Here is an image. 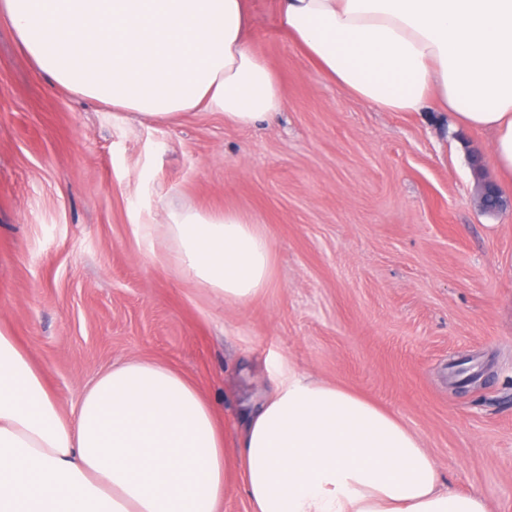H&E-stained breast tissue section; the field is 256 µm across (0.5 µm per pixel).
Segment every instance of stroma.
<instances>
[{
    "label": "stroma",
    "instance_id": "obj_1",
    "mask_svg": "<svg viewBox=\"0 0 512 512\" xmlns=\"http://www.w3.org/2000/svg\"><path fill=\"white\" fill-rule=\"evenodd\" d=\"M285 105L171 123L65 90L0 19V327L62 407L112 365L164 362L240 432L280 364L417 432L448 488L512 512V205L483 211L487 133L383 112L322 78L251 0ZM257 216L271 288L229 308L155 257L166 204Z\"/></svg>",
    "mask_w": 512,
    "mask_h": 512
}]
</instances>
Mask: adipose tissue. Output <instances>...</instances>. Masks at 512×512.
<instances>
[{"label": "adipose tissue", "mask_w": 512, "mask_h": 512, "mask_svg": "<svg viewBox=\"0 0 512 512\" xmlns=\"http://www.w3.org/2000/svg\"><path fill=\"white\" fill-rule=\"evenodd\" d=\"M320 75L384 112L451 113L490 135L512 185V0H278ZM36 68L153 121L218 112L247 128L284 107L252 46L250 0H0ZM167 260L226 306L273 283L272 244L233 209L168 208ZM490 512L443 489L417 433L365 398L288 370L234 446L197 385L157 361L115 365L70 411L0 329V512Z\"/></svg>", "instance_id": "adipose-tissue-1"}]
</instances>
